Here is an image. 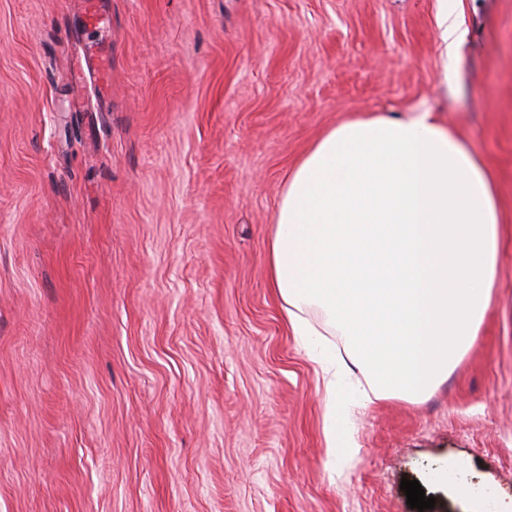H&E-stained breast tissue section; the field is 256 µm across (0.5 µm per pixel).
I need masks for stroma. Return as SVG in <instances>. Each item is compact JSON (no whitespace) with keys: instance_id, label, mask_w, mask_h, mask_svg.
<instances>
[{"instance_id":"1","label":"stroma","mask_w":512,"mask_h":512,"mask_svg":"<svg viewBox=\"0 0 512 512\" xmlns=\"http://www.w3.org/2000/svg\"><path fill=\"white\" fill-rule=\"evenodd\" d=\"M438 12L0 0V512H412L402 479L437 465L512 512V0H457L451 61ZM419 109L496 175L492 302L428 395L352 409L336 459L269 286L275 209L330 128Z\"/></svg>"}]
</instances>
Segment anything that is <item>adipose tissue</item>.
<instances>
[{"label": "adipose tissue", "mask_w": 512, "mask_h": 512, "mask_svg": "<svg viewBox=\"0 0 512 512\" xmlns=\"http://www.w3.org/2000/svg\"><path fill=\"white\" fill-rule=\"evenodd\" d=\"M501 214L494 175L432 112L360 116L289 170L269 242L270 286L294 336L321 310L345 361L310 353L335 455L353 450L338 394L352 369L379 397L427 394L470 350L490 307Z\"/></svg>", "instance_id": "adipose-tissue-1"}]
</instances>
